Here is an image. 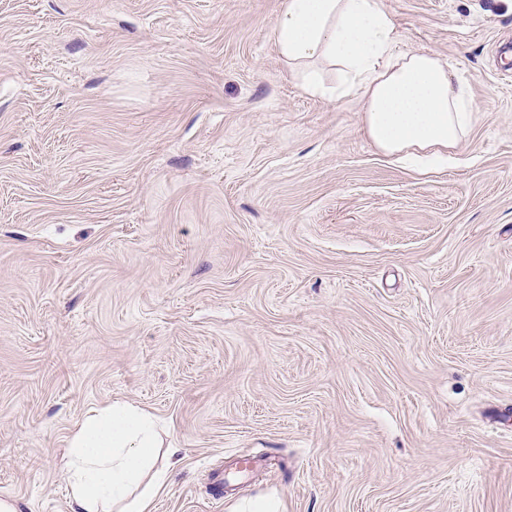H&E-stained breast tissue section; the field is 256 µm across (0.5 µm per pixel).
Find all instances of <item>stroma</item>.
<instances>
[{"label":"stroma","instance_id":"stroma-1","mask_svg":"<svg viewBox=\"0 0 512 512\" xmlns=\"http://www.w3.org/2000/svg\"><path fill=\"white\" fill-rule=\"evenodd\" d=\"M284 2L0 0V498L20 512H71L68 437L115 399L177 450L151 512H512V10L379 0L473 108L459 163L420 171L355 98L303 90Z\"/></svg>","mask_w":512,"mask_h":512}]
</instances>
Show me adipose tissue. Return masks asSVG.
<instances>
[{
  "instance_id": "adipose-tissue-1",
  "label": "adipose tissue",
  "mask_w": 512,
  "mask_h": 512,
  "mask_svg": "<svg viewBox=\"0 0 512 512\" xmlns=\"http://www.w3.org/2000/svg\"><path fill=\"white\" fill-rule=\"evenodd\" d=\"M275 36L307 93L326 92L314 64L336 68L341 96L359 101L365 131L385 155L445 160L463 141L472 109L456 65L404 50L379 0H286ZM172 456L155 417L137 404L116 400L90 410L65 454L73 512H150L169 482Z\"/></svg>"
}]
</instances>
